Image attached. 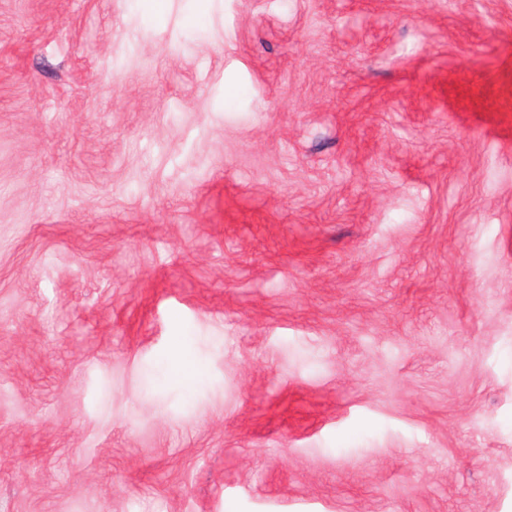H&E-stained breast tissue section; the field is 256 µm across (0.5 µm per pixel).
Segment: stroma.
<instances>
[{
    "label": "stroma",
    "instance_id": "35a3bbf8",
    "mask_svg": "<svg viewBox=\"0 0 512 512\" xmlns=\"http://www.w3.org/2000/svg\"><path fill=\"white\" fill-rule=\"evenodd\" d=\"M0 512H512V0H0Z\"/></svg>",
    "mask_w": 512,
    "mask_h": 512
}]
</instances>
